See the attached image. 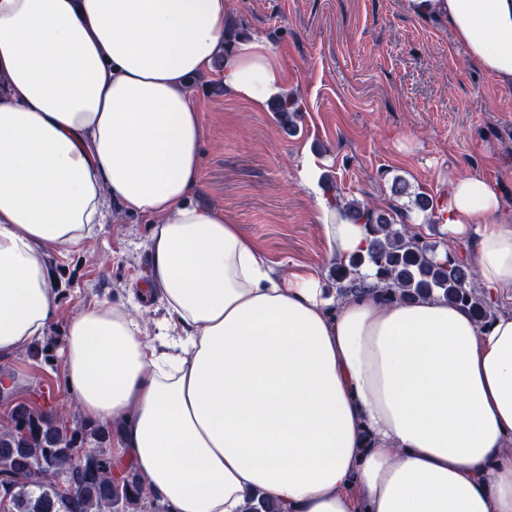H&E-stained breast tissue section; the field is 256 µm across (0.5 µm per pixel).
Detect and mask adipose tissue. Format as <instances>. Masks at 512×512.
<instances>
[{
	"mask_svg": "<svg viewBox=\"0 0 512 512\" xmlns=\"http://www.w3.org/2000/svg\"><path fill=\"white\" fill-rule=\"evenodd\" d=\"M446 21L468 59L512 88V0H404ZM233 0H0V359L40 339L58 299L42 254L103 224L111 193L153 218L158 344L120 306L67 324L65 381L86 419L123 422L114 461L170 512H512V312L487 324L448 301L339 299L320 276L274 274L202 187L190 81L285 96L262 39L228 44ZM315 192V164L302 160ZM329 252L362 225L317 196ZM437 219L467 242L491 301L512 300V216L478 175L450 181Z\"/></svg>",
	"mask_w": 512,
	"mask_h": 512,
	"instance_id": "obj_1",
	"label": "adipose tissue"
}]
</instances>
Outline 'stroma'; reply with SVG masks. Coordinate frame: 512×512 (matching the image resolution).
Wrapping results in <instances>:
<instances>
[{"label":"stroma","mask_w":512,"mask_h":512,"mask_svg":"<svg viewBox=\"0 0 512 512\" xmlns=\"http://www.w3.org/2000/svg\"><path fill=\"white\" fill-rule=\"evenodd\" d=\"M226 25L273 47L302 112L290 131L269 109L220 90L219 69L193 78L204 127L203 189L193 202L240 225L277 275L307 267L326 277L334 263L297 175L304 156L347 197L387 211L410 207L420 192L446 198L449 179L479 175L512 215V88L469 61L448 25L410 15L403 0H234ZM397 184L405 195L394 194ZM104 213L70 253L44 250L59 294L46 333L64 336L89 304L123 303L156 341L163 306L130 301L150 283L152 220L109 198ZM3 374L23 385L0 398V425L15 402L50 399L64 412L75 400L60 360L23 352L0 362Z\"/></svg>","instance_id":"obj_1"}]
</instances>
